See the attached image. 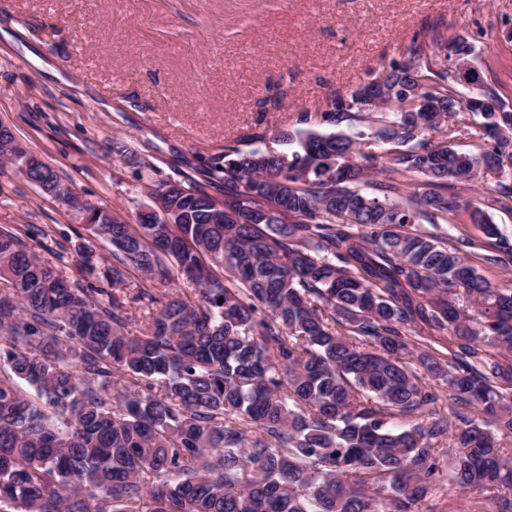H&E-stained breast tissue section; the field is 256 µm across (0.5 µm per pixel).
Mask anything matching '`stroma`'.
<instances>
[{
	"label": "stroma",
	"mask_w": 512,
	"mask_h": 512,
	"mask_svg": "<svg viewBox=\"0 0 512 512\" xmlns=\"http://www.w3.org/2000/svg\"><path fill=\"white\" fill-rule=\"evenodd\" d=\"M476 45L512 105V0H0V124L95 205L133 213L156 167L275 135L405 59L431 28ZM49 225L78 276L80 215L0 165V227Z\"/></svg>",
	"instance_id": "1"
}]
</instances>
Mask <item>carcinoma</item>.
I'll use <instances>...</instances> for the list:
<instances>
[{
    "label": "carcinoma",
    "instance_id": "obj_1",
    "mask_svg": "<svg viewBox=\"0 0 512 512\" xmlns=\"http://www.w3.org/2000/svg\"><path fill=\"white\" fill-rule=\"evenodd\" d=\"M475 51L417 42L376 115L334 94L273 137L290 152L255 132L202 159L222 198L148 163L180 213L89 207L112 265L80 246L87 284L44 227L0 228V512H417L445 481L512 512V288L475 264L512 263L488 215L512 212V110ZM487 170V240L448 237Z\"/></svg>",
    "mask_w": 512,
    "mask_h": 512
}]
</instances>
